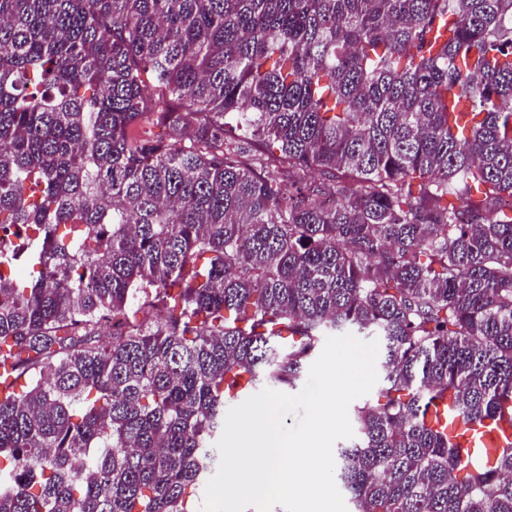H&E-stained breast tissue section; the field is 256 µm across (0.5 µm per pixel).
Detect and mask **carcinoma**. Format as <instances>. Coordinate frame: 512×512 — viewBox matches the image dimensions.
<instances>
[{
    "instance_id": "carcinoma-1",
    "label": "carcinoma",
    "mask_w": 512,
    "mask_h": 512,
    "mask_svg": "<svg viewBox=\"0 0 512 512\" xmlns=\"http://www.w3.org/2000/svg\"><path fill=\"white\" fill-rule=\"evenodd\" d=\"M511 101L512 0H0V512H195L347 329L352 512H512ZM481 435L483 447L479 448H510L512 446V425L500 424L493 427L490 421H485L482 427H476Z\"/></svg>"
}]
</instances>
